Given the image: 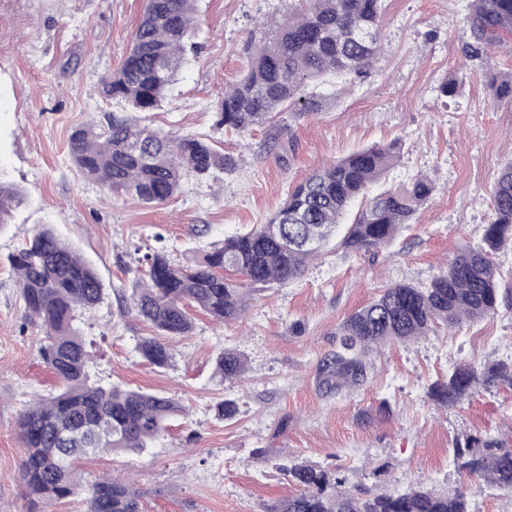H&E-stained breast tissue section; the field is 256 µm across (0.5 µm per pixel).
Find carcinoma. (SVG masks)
<instances>
[{
  "label": "carcinoma",
  "instance_id": "carcinoma-1",
  "mask_svg": "<svg viewBox=\"0 0 512 512\" xmlns=\"http://www.w3.org/2000/svg\"><path fill=\"white\" fill-rule=\"evenodd\" d=\"M197 0H145L144 10L122 65L102 81L107 97L125 103L100 124L75 127L70 156L88 179L110 192L159 206L177 193L184 176L209 178L234 170L238 161L193 136L169 137L145 123L144 113L161 104L187 57L194 53L193 16ZM385 0H293L280 21H266L245 42L242 76L224 92L217 125L244 133L274 114L292 108L304 118L328 100L330 80L348 83L366 75L380 59V19ZM470 60H483L512 35V0H472L467 16ZM494 100L512 102V72L489 80ZM399 149L393 142L358 149L318 168L294 184L265 224L213 244L187 268L156 248L140 259L128 311L164 336L193 330L186 303L224 323L247 309L251 288L286 285L300 279L311 260L341 234L344 249L373 254L390 245L413 223L434 186L425 177L409 185L369 194L392 167ZM353 221L344 222L355 202ZM25 202L22 190L0 183V226ZM512 248V160L500 171L493 190L481 244L457 249L448 272L419 285L397 283L382 289L342 324V342L322 370L329 389L361 385L366 355L375 346L407 342L434 328L479 320L512 299V269L504 272L494 255ZM23 300V325L37 324L39 356L62 382L54 394L33 399L17 419L23 448L19 478L30 504L65 499L81 490L85 512H144L138 492L121 479L102 477L82 485L77 461L107 451L141 450L165 430L182 407L160 393L91 381L90 352L76 325L77 313L104 300L101 280L50 225L36 228L9 255ZM140 355L152 365L169 366L171 355L155 337L139 342ZM246 371V358L224 349L215 372L226 381ZM512 387V363L480 374L469 364L431 387L433 400L461 401L479 380ZM457 471L469 479L451 490L410 486L403 491L343 489L345 479L306 461L286 467L300 491L276 502L268 512H472L477 479L512 495V446L469 438L453 448Z\"/></svg>",
  "mask_w": 512,
  "mask_h": 512
}]
</instances>
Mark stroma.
<instances>
[{"mask_svg":"<svg viewBox=\"0 0 512 512\" xmlns=\"http://www.w3.org/2000/svg\"><path fill=\"white\" fill-rule=\"evenodd\" d=\"M467 4L387 0L384 54L367 78L339 84L314 115L284 111L240 134L216 127V112L245 68L250 31L280 16L284 4L198 0L199 51L149 124L174 137H202L239 167L214 180L187 178L168 203L150 207L87 180L69 154L73 128L113 109L101 78L121 64L144 0H0V182L27 197L0 227V512H26L18 415L32 396L60 388L38 357L37 328L21 326L8 262L44 224L92 264L106 288L105 302L78 322L93 379L162 393L188 410L149 448L79 464L88 479L129 478L145 512H267L296 491L281 469L288 458L340 472L351 487L451 488L461 481L455 444L512 439V387L480 383L448 406L429 398L432 383L458 364L484 370L512 361V307L374 348L366 380L352 391H330L321 374L351 313L387 285L430 281L459 246L481 240L494 183L512 160V106L494 102L489 76L511 72L512 54L464 60ZM447 79L456 89L443 96L438 87ZM392 142L400 157L383 186L424 175L434 191L389 247L363 256L329 246L299 280L258 288L240 320L219 325L196 314L191 335L167 338L169 366L141 358L137 345L153 330L122 312L136 248L154 247L160 233L171 259L189 263L210 244L264 223L314 169ZM226 348L246 356L243 380L216 376L215 358ZM226 399L237 407L228 421L214 414Z\"/></svg>","mask_w":512,"mask_h":512,"instance_id":"35a3bbf8","label":"stroma"}]
</instances>
